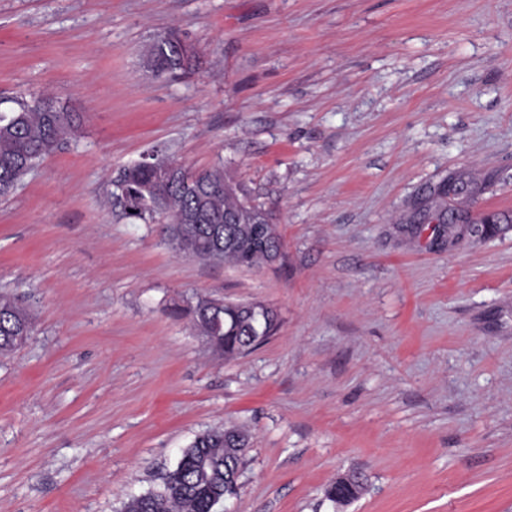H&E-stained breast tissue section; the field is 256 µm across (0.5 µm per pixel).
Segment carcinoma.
<instances>
[{"mask_svg":"<svg viewBox=\"0 0 512 512\" xmlns=\"http://www.w3.org/2000/svg\"><path fill=\"white\" fill-rule=\"evenodd\" d=\"M196 52L158 37L149 47L145 67L169 69L181 75L193 71ZM52 106H38L39 98L11 97L0 109V197L15 192L23 178L45 158L76 139L82 118L68 110L61 99L47 95ZM113 204L133 223L164 217L172 249L185 256L205 259L221 244L224 264L251 268L275 260L282 248L269 211L254 203L252 190L219 164L192 170L156 152L127 166L113 182ZM201 335L228 357L255 347L256 334L266 337L279 328L276 312L255 303H227L198 297L192 306ZM29 313L15 300L0 294V356L18 350L31 334ZM249 436L236 428L205 432L184 449L176 468L168 473L163 488L131 498L124 512H214L224 493L238 494L228 477L240 470ZM212 467L202 471L199 461ZM363 484L332 482L326 498L348 504L359 498Z\"/></svg>","mask_w":512,"mask_h":512,"instance_id":"1","label":"carcinoma"}]
</instances>
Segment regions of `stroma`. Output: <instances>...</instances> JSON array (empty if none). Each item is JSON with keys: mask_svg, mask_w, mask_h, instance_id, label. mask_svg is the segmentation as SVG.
Instances as JSON below:
<instances>
[{"mask_svg": "<svg viewBox=\"0 0 512 512\" xmlns=\"http://www.w3.org/2000/svg\"><path fill=\"white\" fill-rule=\"evenodd\" d=\"M170 29L199 60L164 82ZM46 93L83 124L0 199V293L34 321L0 357V512H122L231 425L215 512H512V0H0V96ZM154 150L245 182L280 259L123 218L113 182ZM441 202L487 232L449 237ZM200 296L279 329L224 357L171 313ZM195 59L196 50L188 52L160 36L150 45L144 64L149 71L169 69L170 72L185 75L193 71ZM363 490V484L359 481L349 484L332 482L326 489V498L336 504V496L339 497L342 504H348L359 498Z\"/></svg>", "mask_w": 512, "mask_h": 512, "instance_id": "stroma-1", "label": "stroma"}]
</instances>
